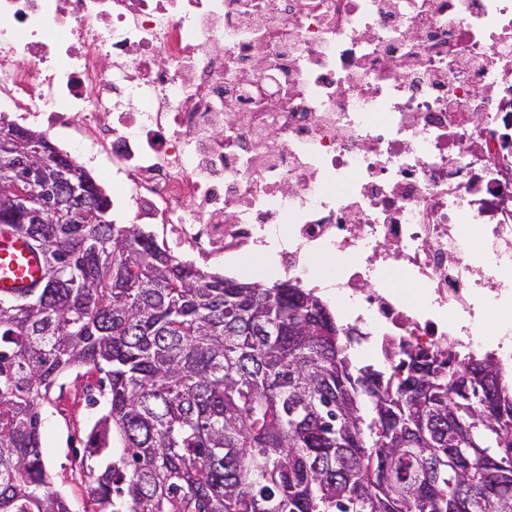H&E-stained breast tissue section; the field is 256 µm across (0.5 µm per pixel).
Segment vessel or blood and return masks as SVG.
Here are the masks:
<instances>
[{
  "label": "vessel or blood",
  "instance_id": "obj_1",
  "mask_svg": "<svg viewBox=\"0 0 512 512\" xmlns=\"http://www.w3.org/2000/svg\"><path fill=\"white\" fill-rule=\"evenodd\" d=\"M43 258L24 239L0 229V296H16L37 287L43 278Z\"/></svg>",
  "mask_w": 512,
  "mask_h": 512
}]
</instances>
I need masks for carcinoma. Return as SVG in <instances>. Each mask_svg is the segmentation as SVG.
Masks as SVG:
<instances>
[{"mask_svg":"<svg viewBox=\"0 0 512 512\" xmlns=\"http://www.w3.org/2000/svg\"><path fill=\"white\" fill-rule=\"evenodd\" d=\"M13 136L16 179L54 187L11 232L42 285L0 297V512H71L41 407L75 368L105 374L79 458L97 512H512V385L494 358L401 348L387 371L291 281L241 283L115 224L95 186Z\"/></svg>","mask_w":512,"mask_h":512,"instance_id":"obj_1","label":"carcinoma"}]
</instances>
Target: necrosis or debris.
I'll return each mask as SVG.
<instances>
[{"instance_id": "1", "label": "necrosis or debris", "mask_w": 512, "mask_h": 512, "mask_svg": "<svg viewBox=\"0 0 512 512\" xmlns=\"http://www.w3.org/2000/svg\"><path fill=\"white\" fill-rule=\"evenodd\" d=\"M0 125L67 132L133 223L327 289L379 363L512 374V0H0Z\"/></svg>"}]
</instances>
